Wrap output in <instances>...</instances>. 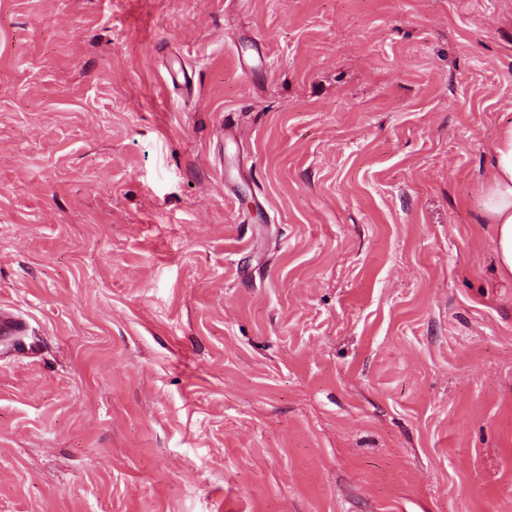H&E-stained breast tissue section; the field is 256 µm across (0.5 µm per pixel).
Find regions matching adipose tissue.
I'll return each instance as SVG.
<instances>
[{"instance_id": "1", "label": "adipose tissue", "mask_w": 512, "mask_h": 512, "mask_svg": "<svg viewBox=\"0 0 512 512\" xmlns=\"http://www.w3.org/2000/svg\"><path fill=\"white\" fill-rule=\"evenodd\" d=\"M481 207L494 226L499 273L512 279V120L501 128L492 147Z\"/></svg>"}]
</instances>
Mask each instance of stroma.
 <instances>
[{"mask_svg": "<svg viewBox=\"0 0 512 512\" xmlns=\"http://www.w3.org/2000/svg\"><path fill=\"white\" fill-rule=\"evenodd\" d=\"M511 115L512 0H0V512H512ZM481 207L489 224H494L499 274L512 279V119L493 144Z\"/></svg>", "mask_w": 512, "mask_h": 512, "instance_id": "1", "label": "stroma"}]
</instances>
